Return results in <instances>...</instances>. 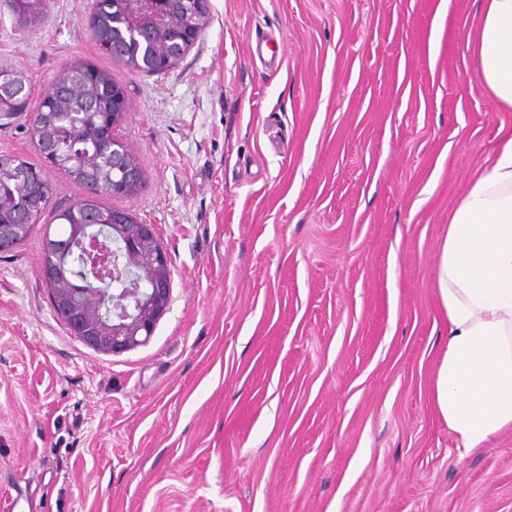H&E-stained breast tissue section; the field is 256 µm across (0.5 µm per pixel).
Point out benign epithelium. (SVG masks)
I'll use <instances>...</instances> for the list:
<instances>
[{
	"mask_svg": "<svg viewBox=\"0 0 512 512\" xmlns=\"http://www.w3.org/2000/svg\"><path fill=\"white\" fill-rule=\"evenodd\" d=\"M126 28L134 35L150 32L159 48L157 67L174 63L190 46L197 32L189 25L201 17L209 0H119ZM30 95L23 73L0 71V100ZM49 161L78 170L81 154L71 144H49ZM141 187L132 171L129 153L104 140L98 155V173L92 190L114 198H131ZM41 206L32 200L22 210L20 224L0 225V253L10 251L35 222L31 214ZM75 234L83 244L104 238L112 243V263L82 271L88 288H71L65 272L55 263L43 267L53 298V310L85 345L118 354L144 344L169 307L172 295L171 260L152 224L133 223L131 211L114 207L92 224H78Z\"/></svg>",
	"mask_w": 512,
	"mask_h": 512,
	"instance_id": "1",
	"label": "benign epithelium"
}]
</instances>
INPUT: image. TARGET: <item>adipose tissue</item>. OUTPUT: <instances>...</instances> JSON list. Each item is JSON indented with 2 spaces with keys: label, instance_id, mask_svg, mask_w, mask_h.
Returning a JSON list of instances; mask_svg holds the SVG:
<instances>
[{
  "label": "adipose tissue",
  "instance_id": "obj_1",
  "mask_svg": "<svg viewBox=\"0 0 512 512\" xmlns=\"http://www.w3.org/2000/svg\"><path fill=\"white\" fill-rule=\"evenodd\" d=\"M466 47L493 104L512 110V0H478ZM437 284L448 346L435 401L465 455L512 431V129L448 216Z\"/></svg>",
  "mask_w": 512,
  "mask_h": 512
}]
</instances>
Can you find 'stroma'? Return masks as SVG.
<instances>
[{"label": "stroma", "mask_w": 512, "mask_h": 512, "mask_svg": "<svg viewBox=\"0 0 512 512\" xmlns=\"http://www.w3.org/2000/svg\"><path fill=\"white\" fill-rule=\"evenodd\" d=\"M93 0H0V67L33 96L77 60L126 92L172 297L121 354L57 317L40 260L88 191L55 169L0 254V512H512V434L460 455L433 397L448 213L512 111L472 77L475 0H210L168 70L112 64ZM29 114L0 155L44 166Z\"/></svg>", "instance_id": "obj_1"}]
</instances>
